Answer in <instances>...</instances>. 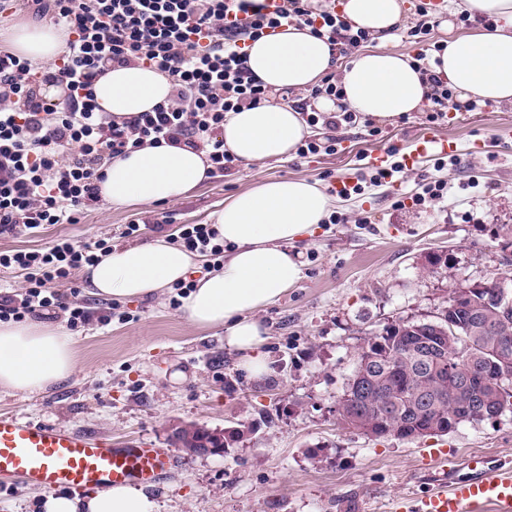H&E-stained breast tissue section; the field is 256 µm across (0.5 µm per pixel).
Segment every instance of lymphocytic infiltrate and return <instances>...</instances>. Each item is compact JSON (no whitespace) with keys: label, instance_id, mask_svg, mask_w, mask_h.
Instances as JSON below:
<instances>
[{"label":"lymphocytic infiltrate","instance_id":"lymphocytic-infiltrate-1","mask_svg":"<svg viewBox=\"0 0 512 512\" xmlns=\"http://www.w3.org/2000/svg\"><path fill=\"white\" fill-rule=\"evenodd\" d=\"M65 28L68 38L53 61L39 65L0 47V235L31 234L48 224H73L99 200L105 161L162 143L204 150L212 174L237 160L224 148L229 113L260 105L270 91L245 66L242 40L285 26L309 27L339 54L372 41L352 31L320 0H282L268 13L263 0H0V23L18 12ZM243 13L242 22H229ZM141 63L167 77L170 104L130 117L102 111L92 88L106 67ZM64 85L46 99L44 83ZM317 133L298 147L300 157L336 149V134L357 121L355 112L310 111ZM173 240L221 266L224 246L208 224L180 225ZM111 244L61 238L44 250L0 252V267L19 270L24 290L0 291V321L52 319L67 312L70 329L94 318L77 299L74 275Z\"/></svg>","mask_w":512,"mask_h":512}]
</instances>
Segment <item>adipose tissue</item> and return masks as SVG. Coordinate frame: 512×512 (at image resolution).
Segmentation results:
<instances>
[{"label": "adipose tissue", "instance_id": "obj_1", "mask_svg": "<svg viewBox=\"0 0 512 512\" xmlns=\"http://www.w3.org/2000/svg\"><path fill=\"white\" fill-rule=\"evenodd\" d=\"M405 0H342L339 11L353 29L377 36L379 43L355 51L345 63L326 39L309 28L289 26L246 45V66L264 87L304 91L337 72L342 102L363 117L392 120L421 111L429 90L411 57L386 49L403 18ZM472 17L488 27L448 41L430 69L460 99L512 102V0H460ZM65 43L52 25H25L11 39L23 56L52 60ZM100 109L118 117L151 111L171 98L170 81L155 70L132 64L109 69L94 87ZM310 126L294 106L268 102L229 113L224 148L242 163L282 161L311 136ZM206 154L169 144L147 146L107 162L99 197L110 205L151 204L187 197L208 177ZM331 198L304 179L275 178L236 193L210 217L227 254L221 268L200 276L183 297L184 319L204 329L224 332V344L239 353L252 375L264 369L266 331L259 311L274 304L300 280L302 264L289 244L311 234L328 216ZM202 256L171 243L154 242L114 249L84 267L89 295L130 300L157 296L187 280ZM75 370L73 340L46 322H0V389L29 396L69 378ZM43 512H157L151 493L118 486L89 498L46 494Z\"/></svg>", "mask_w": 512, "mask_h": 512}]
</instances>
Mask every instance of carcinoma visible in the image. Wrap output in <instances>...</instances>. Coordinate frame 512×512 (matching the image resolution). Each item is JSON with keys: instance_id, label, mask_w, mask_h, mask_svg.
Segmentation results:
<instances>
[{"instance_id": "carcinoma-1", "label": "carcinoma", "mask_w": 512, "mask_h": 512, "mask_svg": "<svg viewBox=\"0 0 512 512\" xmlns=\"http://www.w3.org/2000/svg\"><path fill=\"white\" fill-rule=\"evenodd\" d=\"M484 287L504 289V299L497 303L485 291H472L435 320L400 321L372 335L356 363L367 368L365 389H346L347 406L398 438L414 435L420 422L434 423V435H446L442 414L472 394L488 410L512 406V279L494 276ZM461 366L470 372V389L438 383ZM252 432L247 421L224 430L195 425L173 429L170 441L193 457L206 443L228 449Z\"/></svg>"}]
</instances>
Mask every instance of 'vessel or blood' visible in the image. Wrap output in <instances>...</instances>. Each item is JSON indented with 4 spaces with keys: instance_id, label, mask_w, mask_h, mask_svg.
Listing matches in <instances>:
<instances>
[{
    "instance_id": "vessel-or-blood-1",
    "label": "vessel or blood",
    "mask_w": 512,
    "mask_h": 512,
    "mask_svg": "<svg viewBox=\"0 0 512 512\" xmlns=\"http://www.w3.org/2000/svg\"><path fill=\"white\" fill-rule=\"evenodd\" d=\"M452 149L447 139L423 136L395 154L387 148L373 151L368 162L383 167L395 156L410 170ZM174 464L173 455L164 448L119 444L94 434L0 416V478L20 477L44 491L95 492L154 484ZM398 508L400 512H512V466L475 462L471 475L449 479L415 505L402 502Z\"/></svg>"
}]
</instances>
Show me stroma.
I'll use <instances>...</instances> for the list:
<instances>
[{"label":"stroma","mask_w":512,"mask_h":512,"mask_svg":"<svg viewBox=\"0 0 512 512\" xmlns=\"http://www.w3.org/2000/svg\"><path fill=\"white\" fill-rule=\"evenodd\" d=\"M340 130L336 150L302 159L239 165L200 184L182 200L154 205L96 203L78 223L34 234L0 236V251L45 249L60 236L79 243L109 240L123 248L154 241L181 224H203L234 194L270 178H304L328 189L336 177L358 178L361 158L389 143L437 133L455 141L445 161L406 171L400 191L362 184L335 199L338 224H320L294 249L303 263L295 288L258 318L268 331L270 368L255 379L238 366L220 330L188 323L172 289L125 300L126 320L72 331L76 367L64 382L32 396L0 390V413L115 442L169 447L175 427L222 429L255 423L221 456H179L166 480L151 487L158 512H396L464 474L475 456L512 464V409L465 423L445 436L370 438L347 430L336 405L367 337L406 320L432 319L452 289L511 275L502 249L512 228V104L491 103L436 125L425 112ZM485 149L468 153L470 143ZM448 183V198L415 204L424 183ZM172 219L165 229L153 215ZM142 220L138 237H124ZM445 254L435 273L426 258ZM42 491L22 479H0V512H38Z\"/></svg>","instance_id":"stroma-1"}]
</instances>
